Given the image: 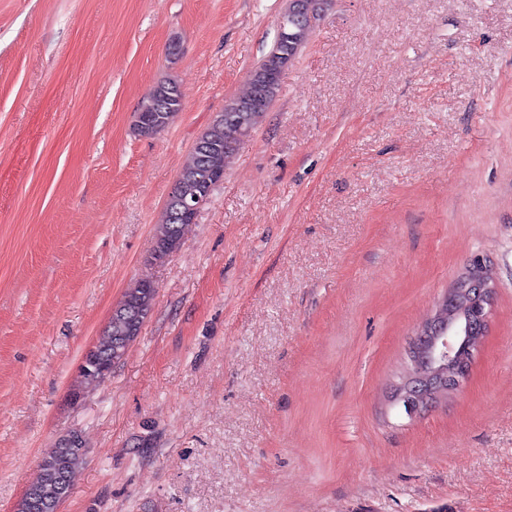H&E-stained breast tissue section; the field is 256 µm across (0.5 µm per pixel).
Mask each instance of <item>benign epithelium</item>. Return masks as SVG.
Returning <instances> with one entry per match:
<instances>
[{"label":"benign epithelium","instance_id":"obj_1","mask_svg":"<svg viewBox=\"0 0 512 512\" xmlns=\"http://www.w3.org/2000/svg\"><path fill=\"white\" fill-rule=\"evenodd\" d=\"M264 92H259L237 117L242 138L252 134L247 113L266 109ZM182 108L171 104L169 93L159 94L152 105L136 116L139 130L151 127L153 119L170 120ZM173 218L178 224L195 223L202 207L203 187L199 179L177 175L168 195ZM495 296V282L486 262L475 258L438 300L433 313L416 329L408 354L412 369L388 395V400L405 409L414 419L435 407L436 392L458 390L469 377L473 358L463 353L461 343L479 342L487 335Z\"/></svg>","mask_w":512,"mask_h":512}]
</instances>
